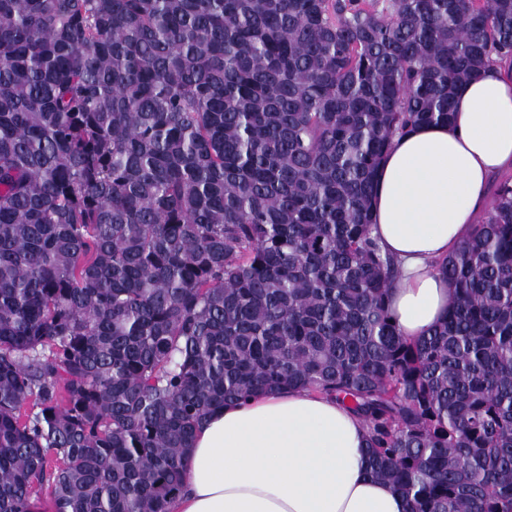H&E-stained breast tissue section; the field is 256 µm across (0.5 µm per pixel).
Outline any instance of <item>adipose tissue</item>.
Instances as JSON below:
<instances>
[{
  "instance_id": "ef3b65f1",
  "label": "adipose tissue",
  "mask_w": 512,
  "mask_h": 512,
  "mask_svg": "<svg viewBox=\"0 0 512 512\" xmlns=\"http://www.w3.org/2000/svg\"><path fill=\"white\" fill-rule=\"evenodd\" d=\"M512 169V69L462 85L448 124L396 136L377 174L373 230L399 262L388 306L415 340L453 298L436 261L451 255L484 208L494 175ZM366 426L311 389L258 393L200 426L172 512H409L404 496L366 473Z\"/></svg>"
}]
</instances>
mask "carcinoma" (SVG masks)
I'll list each match as a JSON object with an SVG mask.
<instances>
[{"label": "carcinoma", "instance_id": "carcinoma-1", "mask_svg": "<svg viewBox=\"0 0 512 512\" xmlns=\"http://www.w3.org/2000/svg\"><path fill=\"white\" fill-rule=\"evenodd\" d=\"M512 0H0V512H170L195 431L309 388L410 512H512V178L399 333L391 140Z\"/></svg>", "mask_w": 512, "mask_h": 512}]
</instances>
